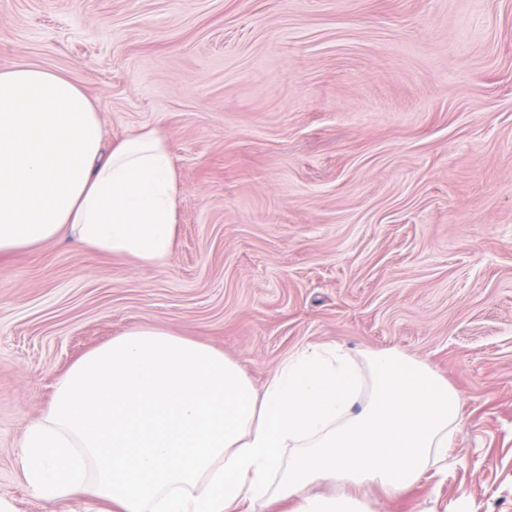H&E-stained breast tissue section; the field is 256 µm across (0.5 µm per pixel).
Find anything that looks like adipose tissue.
Here are the masks:
<instances>
[{
  "instance_id": "ef3b65f1",
  "label": "adipose tissue",
  "mask_w": 512,
  "mask_h": 512,
  "mask_svg": "<svg viewBox=\"0 0 512 512\" xmlns=\"http://www.w3.org/2000/svg\"><path fill=\"white\" fill-rule=\"evenodd\" d=\"M178 211L158 129L105 144L79 85L0 68V255L66 233L161 267ZM462 406L429 364L391 349L311 345L258 389L214 347L138 327L72 363L27 427L19 463L50 512L76 501L84 512H373L358 488L417 484L447 455ZM316 484L326 492L311 493Z\"/></svg>"
}]
</instances>
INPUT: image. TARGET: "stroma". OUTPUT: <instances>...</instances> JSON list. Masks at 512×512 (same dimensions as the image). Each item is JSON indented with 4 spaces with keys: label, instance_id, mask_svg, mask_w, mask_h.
<instances>
[{
    "label": "stroma",
    "instance_id": "stroma-1",
    "mask_svg": "<svg viewBox=\"0 0 512 512\" xmlns=\"http://www.w3.org/2000/svg\"><path fill=\"white\" fill-rule=\"evenodd\" d=\"M53 69L106 140L161 129L166 266L69 238L0 257V497L85 352L140 326L255 386L330 343L394 349L463 396L448 464L374 512H512V0H0V68Z\"/></svg>",
    "mask_w": 512,
    "mask_h": 512
}]
</instances>
